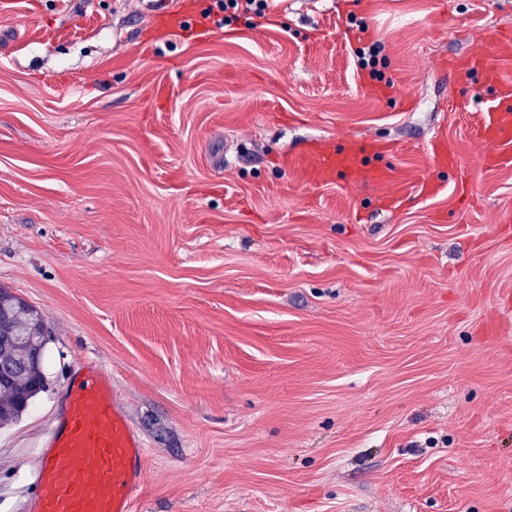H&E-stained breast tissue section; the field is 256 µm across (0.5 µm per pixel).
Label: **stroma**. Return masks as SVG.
<instances>
[{
    "label": "stroma",
    "instance_id": "obj_1",
    "mask_svg": "<svg viewBox=\"0 0 512 512\" xmlns=\"http://www.w3.org/2000/svg\"><path fill=\"white\" fill-rule=\"evenodd\" d=\"M506 29L512 0H276L208 32L0 0V286L48 336L0 512L85 361L146 445L139 512H512V166L438 66ZM324 139L389 146L388 185L307 183Z\"/></svg>",
    "mask_w": 512,
    "mask_h": 512
}]
</instances>
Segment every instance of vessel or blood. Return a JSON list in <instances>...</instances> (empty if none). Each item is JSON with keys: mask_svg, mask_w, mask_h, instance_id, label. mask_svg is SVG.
I'll use <instances>...</instances> for the list:
<instances>
[{"mask_svg": "<svg viewBox=\"0 0 512 512\" xmlns=\"http://www.w3.org/2000/svg\"><path fill=\"white\" fill-rule=\"evenodd\" d=\"M450 72L480 85L491 97L473 130L489 147L491 167L512 164V78L488 66L482 52L452 57ZM380 147L357 140L311 147L308 182L342 181L348 186L382 180L373 165ZM143 442L112 389V377L89 365L73 370L65 404L30 460L35 492L20 512H136L144 477Z\"/></svg>", "mask_w": 512, "mask_h": 512, "instance_id": "vessel-or-blood-1", "label": "vessel or blood"}]
</instances>
